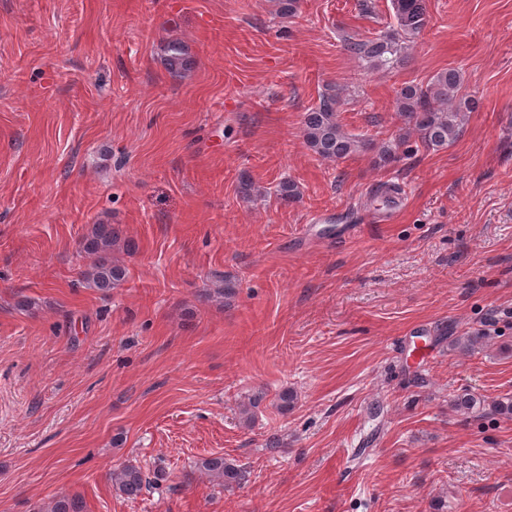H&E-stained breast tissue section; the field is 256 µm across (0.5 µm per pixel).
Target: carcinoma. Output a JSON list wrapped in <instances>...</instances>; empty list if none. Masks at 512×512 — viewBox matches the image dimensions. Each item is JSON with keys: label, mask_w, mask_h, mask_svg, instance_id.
Returning <instances> with one entry per match:
<instances>
[{"label": "carcinoma", "mask_w": 512, "mask_h": 512, "mask_svg": "<svg viewBox=\"0 0 512 512\" xmlns=\"http://www.w3.org/2000/svg\"><path fill=\"white\" fill-rule=\"evenodd\" d=\"M392 6L396 20L393 29L375 37L347 31L341 34L347 54L372 71L389 70L402 64L409 43L423 31L427 22L425 0H392ZM167 52V66L173 75L187 70L189 59L181 43H170ZM337 105V99L327 96L303 115V138L314 154L326 161H339L376 147L379 162L389 164L397 160L398 149L406 139L384 142L377 147L371 139L345 131L338 120ZM474 109L475 101L465 92L463 76L454 68L437 73L426 84L405 86L397 98L399 118L417 135L424 148L432 150L454 143L466 114ZM119 245L128 252L135 249V243L121 240L112 225H94L83 245L87 253L99 256L85 273L89 287L105 291L119 287L125 280V266L104 257ZM195 468L222 485L239 484L245 479L244 469L223 456L202 458L195 463ZM113 479L118 489L129 497L140 495L150 485L142 469L133 464L116 471ZM50 512H85V505L79 496H65L52 503Z\"/></svg>", "instance_id": "obj_1"}]
</instances>
